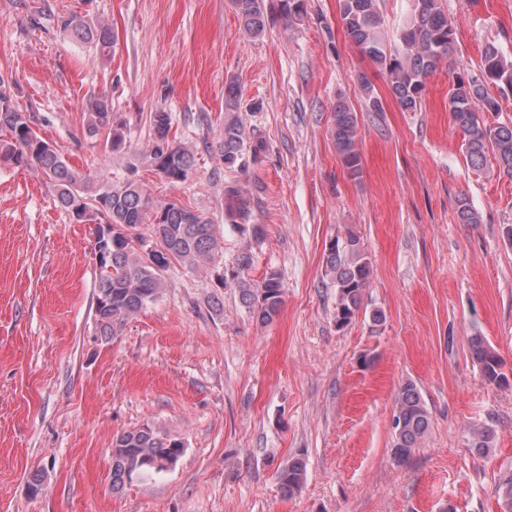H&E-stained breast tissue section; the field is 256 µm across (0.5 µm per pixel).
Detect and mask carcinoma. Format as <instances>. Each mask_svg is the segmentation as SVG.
<instances>
[{
	"instance_id": "1",
	"label": "carcinoma",
	"mask_w": 512,
	"mask_h": 512,
	"mask_svg": "<svg viewBox=\"0 0 512 512\" xmlns=\"http://www.w3.org/2000/svg\"><path fill=\"white\" fill-rule=\"evenodd\" d=\"M379 0H338L342 29L359 53L380 66L387 74L389 91L403 112L421 109L427 79L448 57L453 42V25L441 0H410L411 6L401 27L397 43L388 44L382 30ZM232 4L250 36L260 34L268 14L277 11L293 22L306 14V0H232ZM57 25L77 40L92 45L100 56L110 54L115 43L112 28L75 12L57 16ZM512 92V59H507L494 45L484 49L481 75L457 74L448 104L455 124L463 133L468 166L483 168L493 156L499 173L512 179V122H479L483 110L495 111L497 102L489 95V86ZM368 111L380 113L383 105L369 81L361 82ZM239 86L228 82L225 89L224 136L217 142V152L227 168H244L245 132L236 109ZM86 131L90 136L105 134L112 151L125 147L126 125L112 112V102L104 94L89 96L84 104ZM152 138L145 151L130 163L127 175L112 185H99L79 173L45 138L33 128L30 115L21 108L10 85L0 79V164L34 167L43 175L54 193L58 206L78 222L94 225V250L98 266L95 321L103 336H115L125 323L154 302L164 287L163 273L173 263L197 270L214 260L222 249L215 225L202 213L177 199L155 204L149 190L139 179V169H153L169 185L188 179L194 167V154L170 137L172 118L167 112L151 117ZM332 137L336 152L347 175L353 179L363 172L358 145L357 113L343 101L332 112ZM225 217L233 224L247 220L248 205L243 188L225 187ZM457 217L461 224H478L480 213L466 196L457 198ZM150 226L151 241L140 234L131 237L129 229ZM323 265L336 288V325H348L364 303L371 282V265L359 235L349 231L345 240L338 238L325 247ZM239 297L252 317L262 325L270 324L281 311L283 289L280 275L271 271L258 283L237 281ZM471 359L483 380L494 387L512 382L504 371L503 360L487 337L476 333L468 344ZM395 420L391 454L399 463L410 459L415 448L431 428L430 412L416 384L404 382L395 398ZM472 447L486 453L493 447L495 430L490 426L472 429ZM180 442L160 436L144 424L113 439L111 455L112 489L118 490L135 479L167 471L166 462L178 456ZM306 475L301 457L288 462L279 472L280 488L288 496L298 492ZM504 512H512V474L497 486Z\"/></svg>"
}]
</instances>
